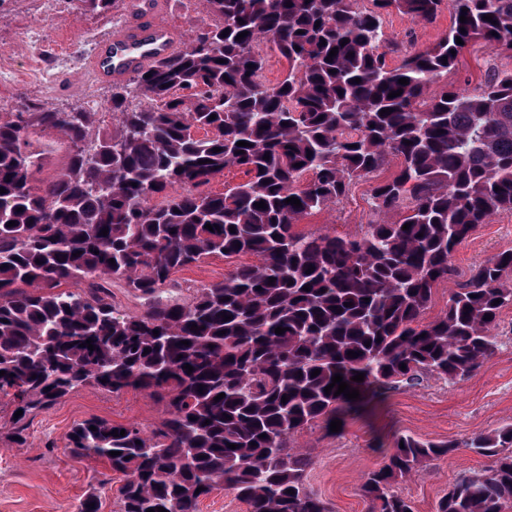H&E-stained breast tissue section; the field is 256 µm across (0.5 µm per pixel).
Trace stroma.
<instances>
[{
	"mask_svg": "<svg viewBox=\"0 0 512 512\" xmlns=\"http://www.w3.org/2000/svg\"><path fill=\"white\" fill-rule=\"evenodd\" d=\"M133 0H120L118 9L105 16L82 12L70 0H0V53L14 55L33 37L62 47L70 54L69 65L56 68L51 89L0 82V110L18 112L35 105L45 110L72 108L104 111L112 94V82L93 81L81 70L96 39L119 26ZM450 12H442L429 27L393 13L385 16L389 41L422 47L445 35ZM512 69V56L497 55L481 47L468 49L447 77L449 86L475 87L483 83L489 68ZM398 169L389 158L383 169L352 185L336 205L304 217L296 229L304 234L329 233L350 237L363 233L371 218V193L379 181ZM512 249V215L491 218L456 250L454 279L440 283L425 313L433 319L445 310L450 295L465 281L471 268L500 251ZM238 258L215 259L178 270L173 291L188 300L197 287L218 282L238 265ZM494 355L472 375L455 382L426 378L420 386L388 391L358 412L342 416L339 432L320 422L295 434L292 444L312 460L307 486L326 500L333 512H366L361 486L392 450L398 436L454 441L450 456L430 461L396 490L407 498L414 512H435L438 500L463 473L488 469L491 458L464 448V441L481 432L512 424V306L502 310ZM13 405L0 402V512H78L90 494L100 497L99 512H118L117 489L122 474L105 463L74 458L66 435L71 427L92 417L113 423H135L152 431L164 416L163 407L146 393L102 392L91 388L71 392L50 408L31 416L25 444L13 439Z\"/></svg>",
	"mask_w": 512,
	"mask_h": 512,
	"instance_id": "1",
	"label": "stroma"
}]
</instances>
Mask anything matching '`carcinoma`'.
<instances>
[{
    "mask_svg": "<svg viewBox=\"0 0 512 512\" xmlns=\"http://www.w3.org/2000/svg\"><path fill=\"white\" fill-rule=\"evenodd\" d=\"M77 2L107 15L118 0ZM205 2L213 22L112 90V128L87 110L0 112V397L23 411L13 420L20 444L29 415L78 388L161 402L165 417L150 434L90 418L66 435L73 457L104 459L124 475L120 512L169 503L198 512L218 487L247 512H331L305 484L312 461L294 435L387 389L479 370L512 305L508 249L476 264L446 310L424 319L470 231L512 213V70L493 68L473 89H432L470 47L512 52V0ZM445 4L448 33L390 64L397 46L382 16L425 27ZM271 52L288 63L275 84L263 80ZM55 132L71 145L69 163L37 185L44 151L33 137ZM391 157L398 170L372 189L364 233L296 231ZM231 167L246 179L207 191ZM290 197L301 206L284 203ZM240 255L256 261L186 303L167 297L176 271ZM116 280L146 301L142 312L113 303ZM89 338L92 351L82 346ZM336 374L359 400L325 393ZM457 447L398 437L361 487L368 512H413L395 485ZM464 447L494 464L460 475L436 512H507L512 424Z\"/></svg>",
    "mask_w": 512,
    "mask_h": 512,
    "instance_id": "cac0c4a2",
    "label": "carcinoma"
}]
</instances>
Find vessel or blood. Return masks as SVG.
<instances>
[{
    "mask_svg": "<svg viewBox=\"0 0 512 512\" xmlns=\"http://www.w3.org/2000/svg\"><path fill=\"white\" fill-rule=\"evenodd\" d=\"M164 0H146L120 27L98 41L85 70L99 79L121 80L168 57L180 47L178 34L162 19Z\"/></svg>",
    "mask_w": 512,
    "mask_h": 512,
    "instance_id": "1",
    "label": "vessel or blood"
}]
</instances>
